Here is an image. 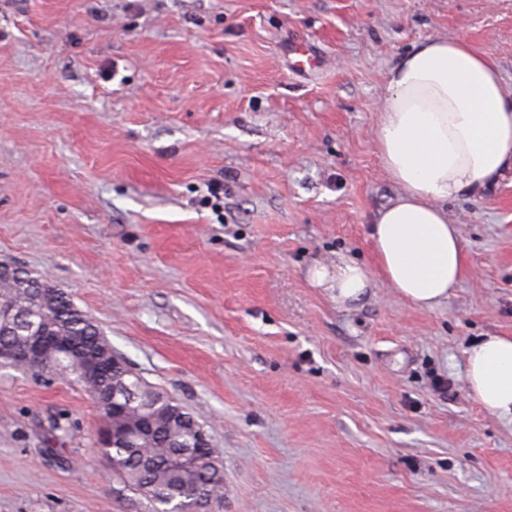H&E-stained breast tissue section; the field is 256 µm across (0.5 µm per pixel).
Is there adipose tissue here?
<instances>
[{"label":"adipose tissue","instance_id":"obj_1","mask_svg":"<svg viewBox=\"0 0 512 512\" xmlns=\"http://www.w3.org/2000/svg\"><path fill=\"white\" fill-rule=\"evenodd\" d=\"M378 112L379 157L400 194L374 219L377 266L404 300L432 309L465 273L447 203L512 172V83L467 38L427 39L388 70ZM312 277L335 290L340 306L373 286L364 267L343 257ZM466 355L470 394L487 413L512 420V336L484 337Z\"/></svg>","mask_w":512,"mask_h":512}]
</instances>
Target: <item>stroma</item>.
I'll return each mask as SVG.
<instances>
[{
    "instance_id": "35a3bbf8",
    "label": "stroma",
    "mask_w": 512,
    "mask_h": 512,
    "mask_svg": "<svg viewBox=\"0 0 512 512\" xmlns=\"http://www.w3.org/2000/svg\"><path fill=\"white\" fill-rule=\"evenodd\" d=\"M454 35L512 82V0H0V262L196 417L220 512H512V422L465 380L512 336V176L449 203L466 273L438 307L370 239L386 73ZM340 256L374 274L343 307L311 280ZM100 427L81 385L0 366V512H152Z\"/></svg>"
}]
</instances>
